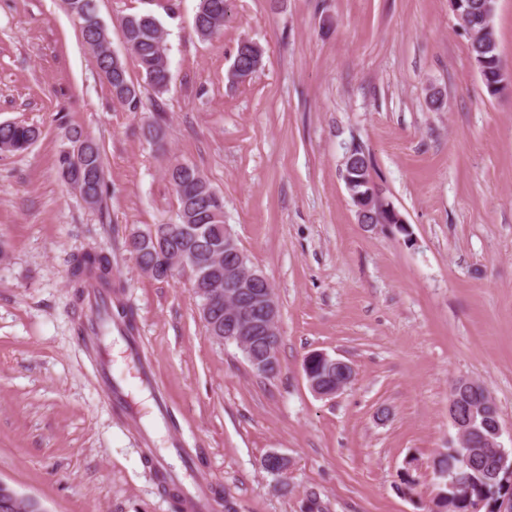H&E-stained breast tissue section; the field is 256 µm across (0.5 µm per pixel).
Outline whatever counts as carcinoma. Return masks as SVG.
<instances>
[{"mask_svg": "<svg viewBox=\"0 0 512 512\" xmlns=\"http://www.w3.org/2000/svg\"><path fill=\"white\" fill-rule=\"evenodd\" d=\"M67 11L78 21L82 38L90 50L99 74L106 80L113 98L131 112L137 111L142 100L138 85L129 75L126 63L112 58L111 31L97 21L96 0H63ZM225 0H199L194 18V32L202 40L220 33L224 27ZM483 0H466L468 12L464 22L472 32L470 53L475 61L488 93L494 95L501 88L498 71L501 69L495 31L483 32ZM122 36L127 50L135 58L145 82L156 92L162 93L171 80V71L163 31L157 18L151 14H131L126 17ZM262 49L251 41L239 43L233 64L243 71L254 73L262 63ZM39 137V131L24 124H0V151L22 152ZM84 139L80 156L68 153L76 141ZM67 144L59 154V171L63 181L72 184L87 205L101 206L105 178L104 160L98 143L82 130L71 128L66 136ZM371 161L360 147L346 155L345 171L354 178L372 182L369 168ZM169 182L174 188L180 224H224V207L205 202L213 191L210 182L193 165L172 164L167 169ZM208 248L219 267H224V239L211 242L167 243V259L181 256L182 252L200 247ZM95 281L104 288H112V263L110 257L99 251H85L73 258L71 282L76 296L84 295V288ZM436 469L453 472L463 468L469 474V485L486 500L485 507L493 508L498 500L512 494V486L498 481L491 484L478 467L467 465L460 446L448 447L440 452L434 462ZM435 512H468L469 505L457 498L447 486L439 488L434 500Z\"/></svg>", "mask_w": 512, "mask_h": 512, "instance_id": "cac0c4a2", "label": "carcinoma"}]
</instances>
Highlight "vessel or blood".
<instances>
[{
  "label": "vessel or blood",
  "mask_w": 512,
  "mask_h": 512,
  "mask_svg": "<svg viewBox=\"0 0 512 512\" xmlns=\"http://www.w3.org/2000/svg\"><path fill=\"white\" fill-rule=\"evenodd\" d=\"M84 301L88 310L86 331L95 338L102 350L96 367L98 380L115 407L130 419L139 420L140 410L132 399L130 388L131 383L135 382L139 386L153 388L154 411L160 418H168L167 398L162 391L155 388L153 367L142 365L139 361L140 339L138 336L128 334L123 322L113 314L107 290L89 287ZM117 351L122 354L121 360L133 368V376H126L117 370V359L113 357ZM169 448V454H159L154 458L155 468L164 476L168 489L178 493L184 512H210L212 498L199 488L195 475L190 474L184 480L178 479L167 460L168 455H175L181 459L184 467L189 468L193 461L191 451L176 440L170 443Z\"/></svg>",
  "instance_id": "obj_1"
}]
</instances>
